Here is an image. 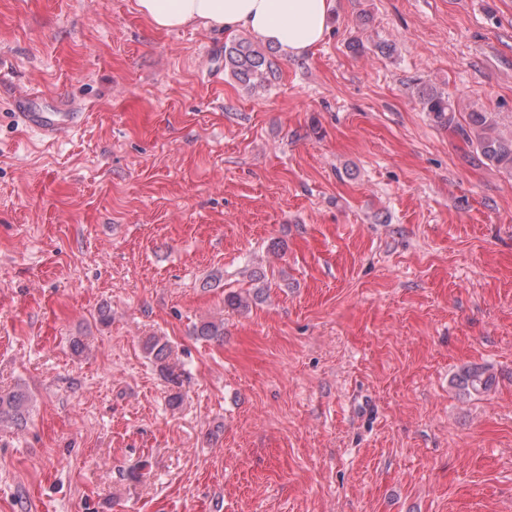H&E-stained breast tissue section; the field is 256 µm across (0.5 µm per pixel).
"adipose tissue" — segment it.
<instances>
[{
	"label": "adipose tissue",
	"instance_id": "obj_1",
	"mask_svg": "<svg viewBox=\"0 0 512 512\" xmlns=\"http://www.w3.org/2000/svg\"><path fill=\"white\" fill-rule=\"evenodd\" d=\"M335 0H136L152 27L247 30L285 56L303 57L325 39Z\"/></svg>",
	"mask_w": 512,
	"mask_h": 512
}]
</instances>
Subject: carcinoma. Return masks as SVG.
Segmentation results:
<instances>
[{"label":"carcinoma","mask_w":512,"mask_h":512,"mask_svg":"<svg viewBox=\"0 0 512 512\" xmlns=\"http://www.w3.org/2000/svg\"><path fill=\"white\" fill-rule=\"evenodd\" d=\"M224 69L246 89L256 93L268 88L276 79L268 51L246 37H240L231 44L224 45ZM422 109L442 126H456V108L448 94L436 88H423L419 91ZM469 143L493 166L512 173V137L506 138L498 131V123L491 112L469 113ZM195 335L203 340L224 338V322L203 321L195 326ZM146 353L159 368L161 375L175 387L168 396V404L177 408L182 402L180 388L183 384V371L172 361L169 345L155 337L144 344ZM491 375L486 369L473 367L463 370L457 378V386L467 395L479 394L488 389ZM30 397L25 388L17 386L0 391V423H7L16 429L26 427L29 417Z\"/></svg>","instance_id":"obj_1"}]
</instances>
